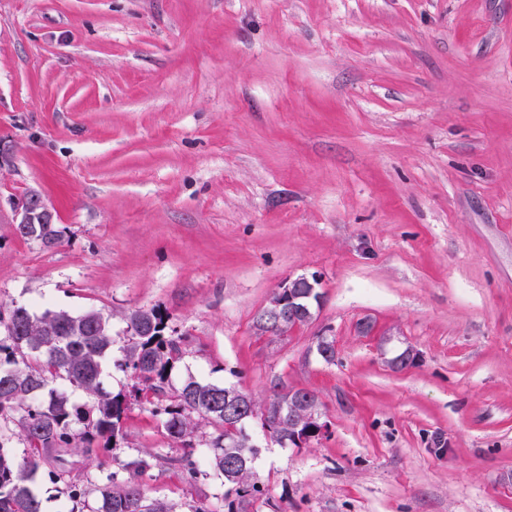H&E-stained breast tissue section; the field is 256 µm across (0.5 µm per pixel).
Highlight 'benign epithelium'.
<instances>
[{
	"mask_svg": "<svg viewBox=\"0 0 512 512\" xmlns=\"http://www.w3.org/2000/svg\"><path fill=\"white\" fill-rule=\"evenodd\" d=\"M53 219L52 211L37 193L32 194L29 200L20 206L21 224H50ZM314 293L315 284L305 276L285 282L268 304L258 312V327L274 326L283 329L309 322L313 317V305L309 304L307 299L314 296ZM316 300H321V297H316ZM288 405L293 414L299 410L303 411L302 420L295 424L290 433V438L298 445L309 443L327 430V424L320 421L318 402L305 392H288Z\"/></svg>",
	"mask_w": 512,
	"mask_h": 512,
	"instance_id": "obj_1",
	"label": "benign epithelium"
}]
</instances>
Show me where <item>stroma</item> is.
Here are the masks:
<instances>
[{
    "label": "stroma",
    "instance_id": "35a3bbf8",
    "mask_svg": "<svg viewBox=\"0 0 512 512\" xmlns=\"http://www.w3.org/2000/svg\"><path fill=\"white\" fill-rule=\"evenodd\" d=\"M31 192L53 244L16 232ZM301 275L312 320L259 332ZM15 303L116 336L158 306L190 337L174 381L313 393L324 434L255 436L256 512H512V0H0ZM125 426L98 461H49L44 512L146 450L148 498L226 512L157 417L134 402Z\"/></svg>",
    "mask_w": 512,
    "mask_h": 512
}]
</instances>
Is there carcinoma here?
Returning a JSON list of instances; mask_svg holds the SVG:
<instances>
[{
  "label": "carcinoma",
  "mask_w": 512,
  "mask_h": 512,
  "mask_svg": "<svg viewBox=\"0 0 512 512\" xmlns=\"http://www.w3.org/2000/svg\"><path fill=\"white\" fill-rule=\"evenodd\" d=\"M16 230L49 243L58 239L53 224L42 225L37 234L23 224ZM123 319L125 336L118 347L110 317L99 311L36 314L20 304L0 309V512H43L42 465L64 448L98 458L99 439L109 443L126 437L124 418L132 399L160 417L166 435L182 446L175 463L186 477L197 478L194 453L204 446L210 468L234 487L236 498L227 512H247L246 504L265 495L256 473L258 449L239 442L241 425L224 415V405L240 401L243 392L192 375L170 384L187 336L156 308L131 310ZM107 362L130 375L131 391L104 386ZM75 390L83 393V402L73 399ZM244 405L265 418L264 428L276 443L288 445V394L264 402L249 395ZM16 441L23 445L21 456ZM156 458L146 450L99 482L69 484L68 505L61 512H85L93 494L99 507L92 512H175L168 502L145 496L143 477Z\"/></svg>",
  "instance_id": "carcinoma-1"
}]
</instances>
